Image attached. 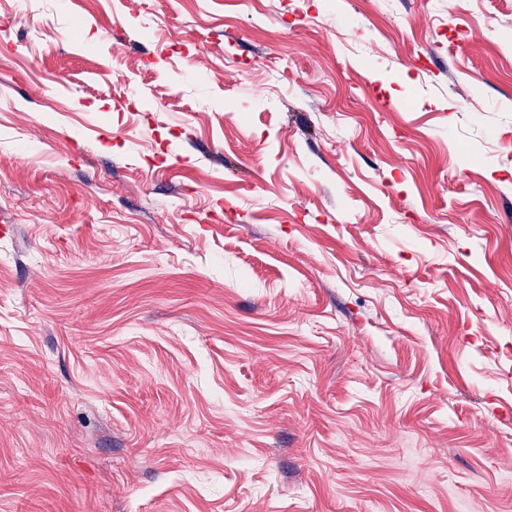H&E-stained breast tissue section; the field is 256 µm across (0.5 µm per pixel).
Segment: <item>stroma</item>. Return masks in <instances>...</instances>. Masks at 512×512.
<instances>
[{"label":"stroma","instance_id":"1","mask_svg":"<svg viewBox=\"0 0 512 512\" xmlns=\"http://www.w3.org/2000/svg\"><path fill=\"white\" fill-rule=\"evenodd\" d=\"M0 0V512H512V0Z\"/></svg>","mask_w":512,"mask_h":512}]
</instances>
